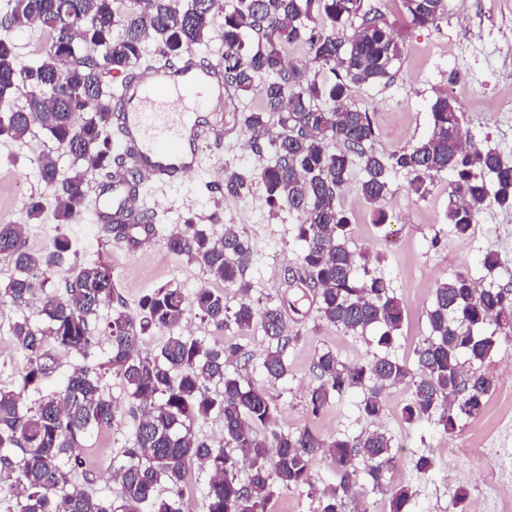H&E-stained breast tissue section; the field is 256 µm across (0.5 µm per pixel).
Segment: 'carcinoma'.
<instances>
[{"instance_id": "carcinoma-1", "label": "carcinoma", "mask_w": 512, "mask_h": 512, "mask_svg": "<svg viewBox=\"0 0 512 512\" xmlns=\"http://www.w3.org/2000/svg\"><path fill=\"white\" fill-rule=\"evenodd\" d=\"M140 3L135 14L124 0H5L0 10V99L26 90L24 105L0 109V137L21 142L37 127L70 159L63 170L54 152L40 154L38 174L48 194L31 199L23 222L0 223V255L15 268L0 288V302L18 309L36 302L39 316H23L10 327L27 364L19 384L0 385V500L8 512H184L181 499L160 489L175 491L196 462L209 474L205 512H270L276 492L303 487L318 498L317 512H343L345 500L368 486L387 496L388 512H414L409 487L383 483L396 462L386 432L327 440L310 428L277 430L267 393L225 370L234 360L248 362L243 347L183 334L191 310L220 330L231 323L245 334L258 324L271 344L263 373L270 380L288 375L286 354L299 337L289 333L285 311L299 309L288 299L262 309L254 305L244 280L252 246L235 226H224V235L215 237L188 217L166 237L172 253L194 257L214 281L239 284L234 309L218 289L200 288L189 300L178 288H158L142 298L138 317L114 288L112 266L79 261L63 271L64 258L77 255L73 240L61 232L50 248L34 253L26 248V232L48 209L57 224H69L85 205L87 175L112 167L114 92L105 75L133 70L148 40L173 60L217 37L224 44V81L257 92L263 102L261 111L245 117L248 147L270 155L253 175L225 169L224 193L239 195L256 180L271 207L285 204L302 215L295 225L301 254L284 277L286 287L298 280L312 288L320 318L346 333L383 328L376 340L380 352L365 363H347L331 349L317 354L307 393L311 412L360 391V412L377 421L385 390L406 385L411 399L403 419L432 420L450 435L460 418L481 413L495 385L465 364L484 363L498 347V333L512 332V290L481 287L462 272L439 283L427 313L431 332L416 350L415 364L392 357L404 304L366 257L349 249L350 221L336 206V192L357 162L365 173L359 191L371 203L387 193L392 170L407 172L410 190L420 198L436 175L450 171L466 202L448 207V223L466 237L486 204L512 208V162L471 137L446 94L433 103L432 130L419 145L386 156L370 150V113L352 105L350 92L391 79L403 46L381 9L365 0H229L225 7L219 0ZM402 6L412 24L426 26L440 19L445 0H402ZM356 19L353 35L344 39V28ZM30 24L47 42L22 62L9 32ZM293 44L305 46L306 58L287 57ZM64 59L66 69L60 66ZM270 117L277 118L279 131L266 140ZM333 140L342 149L330 151ZM156 219L146 211L142 223L124 224L121 231L137 244L154 231ZM105 306L112 314L101 327L98 312ZM153 328L167 336L158 354L144 355L140 344ZM101 332L111 355L95 368L86 361ZM61 354L81 363L71 367L57 394L28 402L41 380L59 368ZM100 368L122 380L136 410L134 432L112 472L118 492L106 502L73 480L85 470V437L112 427L116 417ZM213 414L224 421L217 443L191 429ZM320 455L336 471V481L323 487L312 483ZM359 459L368 463L363 472Z\"/></svg>"}]
</instances>
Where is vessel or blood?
<instances>
[{"instance_id": "vessel-or-blood-1", "label": "vessel or blood", "mask_w": 512, "mask_h": 512, "mask_svg": "<svg viewBox=\"0 0 512 512\" xmlns=\"http://www.w3.org/2000/svg\"><path fill=\"white\" fill-rule=\"evenodd\" d=\"M225 89L223 64L199 63L191 53L174 64L137 70L115 100L118 134L113 154L131 155L157 186L178 182L201 167L206 151L223 141V131L210 123L205 110ZM138 202L136 186L116 173L110 188L98 194V211L112 223L134 224Z\"/></svg>"}]
</instances>
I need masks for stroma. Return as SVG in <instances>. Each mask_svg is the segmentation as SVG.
<instances>
[{"label":"stroma","mask_w":512,"mask_h":512,"mask_svg":"<svg viewBox=\"0 0 512 512\" xmlns=\"http://www.w3.org/2000/svg\"><path fill=\"white\" fill-rule=\"evenodd\" d=\"M380 7L403 44V54L390 80L353 87L351 102L370 112L376 130L373 151L389 154L411 148L431 132V106L441 94H449L464 117L474 139L512 160V0H445V12L437 23L411 25L400 0H370ZM256 93L238 92L225 99L210 114L213 123L224 128V143L213 150L211 167L187 174L165 193L147 195L146 206L158 219L152 236L136 250L98 222L91 208L59 228L53 217L30 225L26 246L34 252L49 248L58 231L76 241L81 259L110 264L114 283L131 314H138L140 298L160 287L181 289L193 296L201 287L212 285L206 270L188 257L171 253L165 237L173 225L188 215L220 236L232 224L249 240L253 259L245 272L250 295L260 307L278 303L284 292V273L297 264L301 252L294 226L300 215L282 208H270L259 184L240 196L224 193V169L231 166L252 173L267 164L247 148L251 136L244 124L249 113L260 110ZM52 142L36 133L25 142L0 138V220L20 221L31 197L44 194L38 156L52 149ZM364 177L360 165H353L348 183L336 196L338 208L351 220L349 246L363 253L377 276L387 280L405 305V321L391 350L393 357L411 362L415 350L429 336L427 313L438 283L465 272L483 286L512 289V208L485 206L478 214L469 236L460 238L447 220L454 178L444 172L436 176L425 197L409 190L406 172H390L389 190L377 203L367 202L358 190ZM384 224H376L377 213ZM499 253L501 263L487 271L481 258L486 251ZM36 305L18 310L0 305V382H18L25 358L16 348L11 324L20 316L36 317ZM298 344L288 350V375L269 381L261 371L268 340L261 329L243 336L234 328L217 331L195 314H188L184 334L210 342L236 340L248 350L251 361L246 375L264 388L276 407L279 429L310 428L326 439L356 436L382 425L393 440L396 465L386 474L389 486H409L414 493V512H458L457 491L468 501L481 498L486 489V468L473 456L476 448H512V337L501 338L495 354L482 366L493 375L494 390L484 414L477 419L462 418L453 435L441 433L430 420L410 424L401 411L411 393L406 386L385 392V414L375 423L361 415V393L331 401L319 414H312L306 391L313 382L311 367L317 354L332 349L343 360L359 363L371 359L375 346L371 334H352L324 322L314 302H306L301 314L287 319ZM104 388L118 405L109 431L91 435L85 442L103 456L93 473L76 474L78 484L101 499L114 496L112 466L129 436L134 420L131 405L120 378L105 375ZM435 462L434 470L421 474L415 468L419 457Z\"/></svg>","instance_id":"obj_1"}]
</instances>
